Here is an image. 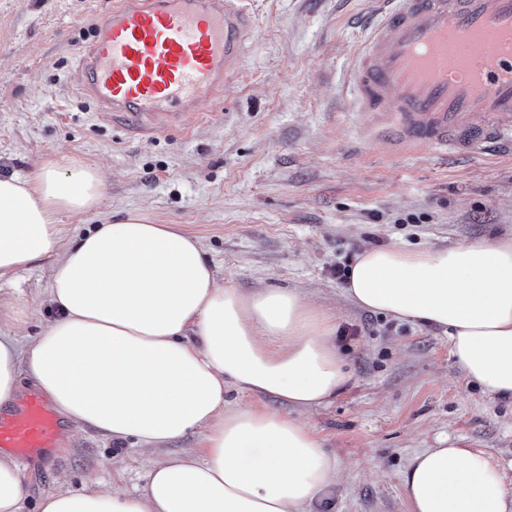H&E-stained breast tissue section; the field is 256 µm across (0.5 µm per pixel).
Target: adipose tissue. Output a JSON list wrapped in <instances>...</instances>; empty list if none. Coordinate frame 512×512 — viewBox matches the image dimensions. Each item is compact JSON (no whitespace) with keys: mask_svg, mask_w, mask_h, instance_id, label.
Instances as JSON below:
<instances>
[{"mask_svg":"<svg viewBox=\"0 0 512 512\" xmlns=\"http://www.w3.org/2000/svg\"><path fill=\"white\" fill-rule=\"evenodd\" d=\"M97 168L43 161L0 176V275L51 258L56 316L27 344L0 335V408L30 374L57 414L151 452L201 432L202 456L154 462L143 491L61 490L39 512H310L341 466L303 421L224 406L229 390L310 411L347 374L336 320L298 290L221 283L200 239L138 210L60 249L61 213L98 210ZM356 306L443 329L465 378L512 401V240L447 249L367 248L348 274ZM501 464L478 449L427 448L402 483L409 512H512Z\"/></svg>","mask_w":512,"mask_h":512,"instance_id":"ef3b65f1","label":"adipose tissue"}]
</instances>
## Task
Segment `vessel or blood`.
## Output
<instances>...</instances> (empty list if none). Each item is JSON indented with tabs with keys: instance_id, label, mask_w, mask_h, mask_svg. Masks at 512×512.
Wrapping results in <instances>:
<instances>
[{
	"instance_id": "vessel-or-blood-1",
	"label": "vessel or blood",
	"mask_w": 512,
	"mask_h": 512,
	"mask_svg": "<svg viewBox=\"0 0 512 512\" xmlns=\"http://www.w3.org/2000/svg\"><path fill=\"white\" fill-rule=\"evenodd\" d=\"M366 25L350 75L366 128L397 151H496L512 143V0H387ZM243 0H114L74 82L108 122L143 134L177 127L223 94L244 51ZM468 43L469 77L448 75L449 47ZM63 425L40 393L0 412V452L31 465L56 454Z\"/></svg>"
}]
</instances>
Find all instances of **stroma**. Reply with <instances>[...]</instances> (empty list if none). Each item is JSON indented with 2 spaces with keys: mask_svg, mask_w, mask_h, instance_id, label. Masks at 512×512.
I'll use <instances>...</instances> for the list:
<instances>
[{
  "mask_svg": "<svg viewBox=\"0 0 512 512\" xmlns=\"http://www.w3.org/2000/svg\"><path fill=\"white\" fill-rule=\"evenodd\" d=\"M113 0H0V174L45 159L97 167L103 206L59 217L61 242L139 210L198 236L224 284L306 290L336 318L349 379L302 419L343 478L313 512H409L402 474L427 448H479L512 462V403L465 379L443 330L357 307L336 267L368 247L451 248L512 238V156L395 153L365 129L348 84L375 0H249L241 63L187 129L147 137L101 120L73 83L75 46ZM50 259L0 277L31 315L54 318ZM134 440L66 432L53 461L25 472L23 512L86 487L142 492Z\"/></svg>",
  "mask_w": 512,
  "mask_h": 512,
  "instance_id": "1",
  "label": "stroma"
}]
</instances>
